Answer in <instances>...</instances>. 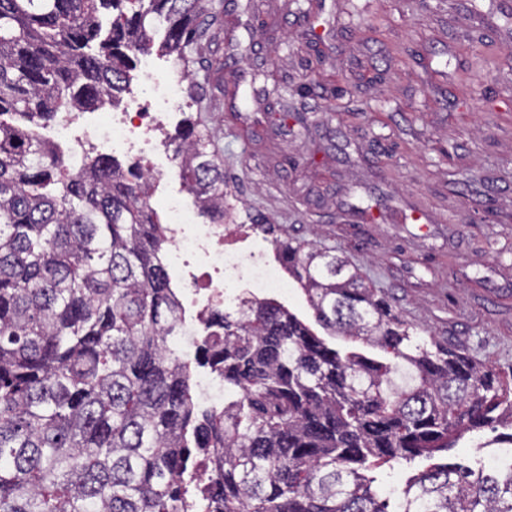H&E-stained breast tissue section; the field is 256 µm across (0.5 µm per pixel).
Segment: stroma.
<instances>
[{"mask_svg": "<svg viewBox=\"0 0 512 512\" xmlns=\"http://www.w3.org/2000/svg\"><path fill=\"white\" fill-rule=\"evenodd\" d=\"M192 114L224 206L335 249L425 337L512 373V0H221ZM506 448L466 434L448 459Z\"/></svg>", "mask_w": 512, "mask_h": 512, "instance_id": "obj_1", "label": "stroma"}]
</instances>
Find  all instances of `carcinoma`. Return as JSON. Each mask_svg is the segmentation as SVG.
Returning <instances> with one entry per match:
<instances>
[{
    "instance_id": "obj_1",
    "label": "carcinoma",
    "mask_w": 512,
    "mask_h": 512,
    "mask_svg": "<svg viewBox=\"0 0 512 512\" xmlns=\"http://www.w3.org/2000/svg\"><path fill=\"white\" fill-rule=\"evenodd\" d=\"M211 0H0V512H512V463L436 458L512 429V388L467 352L419 339L348 261L283 239L275 259L330 336L273 299L211 313L190 357L146 168L71 170L39 130L117 105L135 58L200 49ZM164 31L155 43V33ZM200 213L224 223V165L190 119L172 137ZM197 367L234 393L194 401ZM203 455L206 480L188 499ZM432 461L389 508L373 471Z\"/></svg>"
}]
</instances>
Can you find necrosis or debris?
<instances>
[{"mask_svg":"<svg viewBox=\"0 0 512 512\" xmlns=\"http://www.w3.org/2000/svg\"><path fill=\"white\" fill-rule=\"evenodd\" d=\"M159 112H63L49 129L72 168H80L91 149L120 150L134 163L156 148ZM170 236V260L183 283V319L176 342L190 345L208 332L206 320L216 309H236L243 296L258 299L284 293L288 284L278 266L248 243L239 225L202 224L198 210L178 193L163 200Z\"/></svg>","mask_w":512,"mask_h":512,"instance_id":"obj_1","label":"necrosis or debris"}]
</instances>
